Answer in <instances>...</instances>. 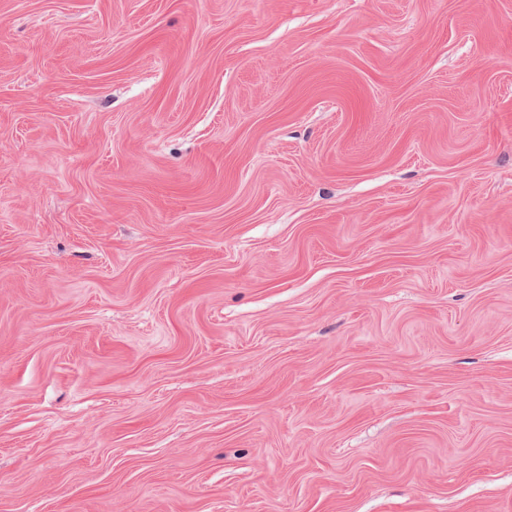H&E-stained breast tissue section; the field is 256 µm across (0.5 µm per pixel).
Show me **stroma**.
<instances>
[{
  "label": "stroma",
  "instance_id": "stroma-1",
  "mask_svg": "<svg viewBox=\"0 0 512 512\" xmlns=\"http://www.w3.org/2000/svg\"><path fill=\"white\" fill-rule=\"evenodd\" d=\"M0 512H512V0H0Z\"/></svg>",
  "mask_w": 512,
  "mask_h": 512
}]
</instances>
